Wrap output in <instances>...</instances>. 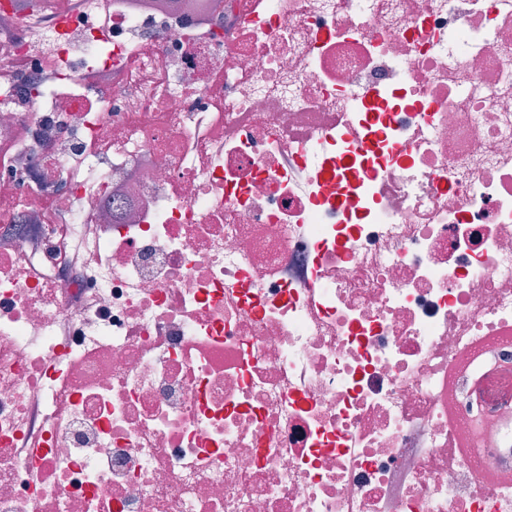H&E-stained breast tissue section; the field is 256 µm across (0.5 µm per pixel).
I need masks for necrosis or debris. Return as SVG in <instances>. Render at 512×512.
Returning <instances> with one entry per match:
<instances>
[{
	"mask_svg": "<svg viewBox=\"0 0 512 512\" xmlns=\"http://www.w3.org/2000/svg\"><path fill=\"white\" fill-rule=\"evenodd\" d=\"M78 3L0 0V512H512V0Z\"/></svg>",
	"mask_w": 512,
	"mask_h": 512,
	"instance_id": "necrosis-or-debris-1",
	"label": "necrosis or debris"
}]
</instances>
